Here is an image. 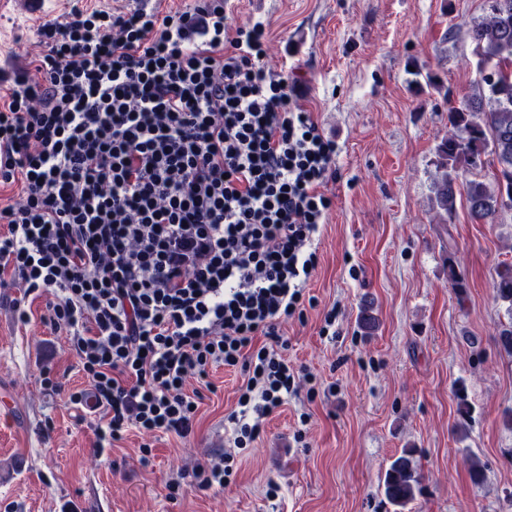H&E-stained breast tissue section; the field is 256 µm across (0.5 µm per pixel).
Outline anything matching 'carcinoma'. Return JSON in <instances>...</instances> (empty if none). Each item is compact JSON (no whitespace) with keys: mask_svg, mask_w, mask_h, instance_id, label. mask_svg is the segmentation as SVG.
<instances>
[{"mask_svg":"<svg viewBox=\"0 0 512 512\" xmlns=\"http://www.w3.org/2000/svg\"><path fill=\"white\" fill-rule=\"evenodd\" d=\"M479 61L478 92L448 113L453 132L436 148L434 206L439 221L451 224L456 216L457 172L484 168V156L496 159L493 183L477 176L465 186V208L471 219L484 223L502 208L503 195L512 197V0H486L485 14L470 28ZM497 298L512 313V264L498 269ZM421 473L415 449L405 448L383 477V493L396 512L411 503L419 490Z\"/></svg>","mask_w":512,"mask_h":512,"instance_id":"carcinoma-1","label":"carcinoma"}]
</instances>
